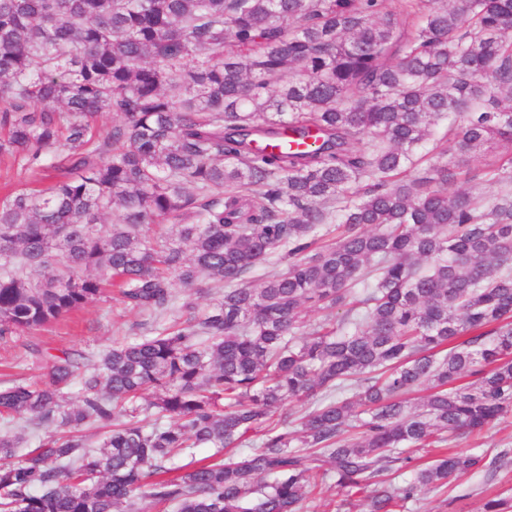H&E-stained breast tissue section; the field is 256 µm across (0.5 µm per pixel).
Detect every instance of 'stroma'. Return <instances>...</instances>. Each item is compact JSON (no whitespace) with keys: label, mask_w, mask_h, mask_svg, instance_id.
<instances>
[{"label":"stroma","mask_w":512,"mask_h":512,"mask_svg":"<svg viewBox=\"0 0 512 512\" xmlns=\"http://www.w3.org/2000/svg\"><path fill=\"white\" fill-rule=\"evenodd\" d=\"M156 321L126 307L113 293L56 323L25 331L0 342V387L8 375L41 380L55 357L80 353L92 358L111 347L113 340L134 342L148 335ZM455 451L492 454L512 449V411L493 423L481 437L462 435ZM512 497V466L492 471L481 468L461 478L454 489H424L408 502L404 512H481L496 496Z\"/></svg>","instance_id":"35a3bbf8"}]
</instances>
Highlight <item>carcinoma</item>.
Returning a JSON list of instances; mask_svg holds the SVG:
<instances>
[{"instance_id":"1","label":"carcinoma","mask_w":512,"mask_h":512,"mask_svg":"<svg viewBox=\"0 0 512 512\" xmlns=\"http://www.w3.org/2000/svg\"><path fill=\"white\" fill-rule=\"evenodd\" d=\"M452 114L441 153L499 187L489 206L417 171ZM286 129L318 135L255 147ZM52 150V186L0 198V339L108 285L174 319L0 387V512H135L144 488L175 512H304L331 478L402 512L484 465L445 453L396 482L408 449L512 410V0H0V154ZM278 250L288 269L251 287ZM204 282L208 310L175 308ZM21 420L55 431L23 452ZM202 292H197L196 289L187 290L177 286L175 288V294L179 298L180 302L185 300L193 302L196 305V309L200 312L205 311L217 298L218 293L216 289L204 288Z\"/></svg>"}]
</instances>
